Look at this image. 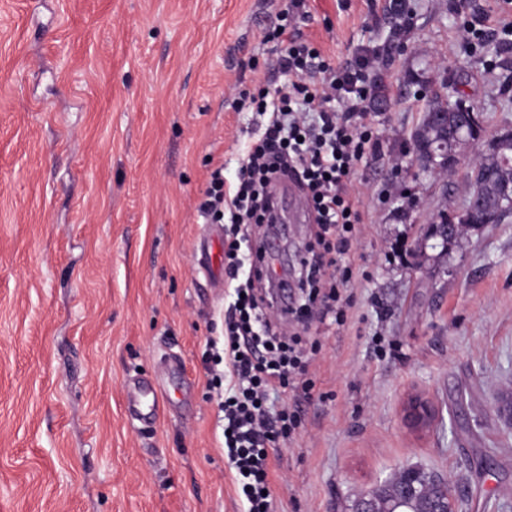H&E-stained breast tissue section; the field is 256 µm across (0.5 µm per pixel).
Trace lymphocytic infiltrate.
Instances as JSON below:
<instances>
[{"instance_id": "obj_1", "label": "lymphocytic infiltrate", "mask_w": 512, "mask_h": 512, "mask_svg": "<svg viewBox=\"0 0 512 512\" xmlns=\"http://www.w3.org/2000/svg\"><path fill=\"white\" fill-rule=\"evenodd\" d=\"M264 38L277 43L275 69L284 80L239 90L238 106H250L262 121L239 160L237 183H226L222 169H215L198 206L207 223H226L225 272L237 283L238 298L224 318L223 351L210 356L205 368L211 384H230L221 404L224 448L245 512H277L268 492L271 455L296 431L300 416L288 407L270 412L267 402L270 394L285 391L312 400L308 368L322 350L319 340L290 332L286 322L315 317L345 325L353 306L351 271L340 261L363 222L352 179L380 149L365 121L379 59L373 47H360L354 60L342 61L284 24ZM284 177L306 193L316 230L301 261L300 304L283 314L274 309L264 228L273 222L269 188Z\"/></svg>"}]
</instances>
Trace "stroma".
I'll use <instances>...</instances> for the list:
<instances>
[{"instance_id": "obj_1", "label": "stroma", "mask_w": 512, "mask_h": 512, "mask_svg": "<svg viewBox=\"0 0 512 512\" xmlns=\"http://www.w3.org/2000/svg\"><path fill=\"white\" fill-rule=\"evenodd\" d=\"M286 0H0V512H242L202 366L233 301L224 243L197 205L234 180L260 118L233 86L268 71L262 41ZM301 24L328 54L380 53L369 120L382 147L355 178L365 222L355 306L322 351L314 401L274 455L280 512H350L407 464L462 490L458 512H512V217L441 247L471 169L512 130V49L457 31L504 0H310ZM257 71H250V61ZM453 89L482 117L458 164L426 171L411 136ZM307 224L280 225L296 282ZM160 381L152 427L124 384ZM421 392L439 416L410 432Z\"/></svg>"}]
</instances>
